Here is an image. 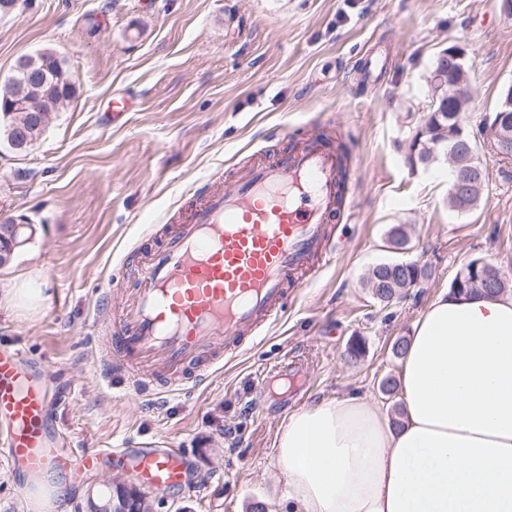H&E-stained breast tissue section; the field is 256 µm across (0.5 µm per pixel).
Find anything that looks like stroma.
Listing matches in <instances>:
<instances>
[{"label": "stroma", "mask_w": 512, "mask_h": 512, "mask_svg": "<svg viewBox=\"0 0 512 512\" xmlns=\"http://www.w3.org/2000/svg\"><path fill=\"white\" fill-rule=\"evenodd\" d=\"M91 15L101 22L93 33ZM453 43L467 49L475 127L512 84V13L500 0H21L0 14V75L48 49L76 85L33 149L0 145V212L38 226L0 267L1 292L25 283L36 296L0 309V343L20 340L43 362L65 448L185 449L201 490L149 492L154 512H251L258 503L288 512L276 448L284 418L323 396L396 405L380 385L398 378L393 346L429 299L475 258L512 281V176L500 162L484 155L483 199L462 214L448 206L446 163L418 172L405 163L431 63ZM370 47L392 62L363 84ZM116 91L134 106L115 118L106 105ZM317 126L349 147L355 221L336 226L335 259L289 293L280 323L187 392L151 394L97 376L113 323L96 310L100 292L116 303L131 295L141 256L210 180L243 171L257 152H288ZM394 224L407 249L390 244ZM392 260L418 261L431 275L385 305L364 278ZM356 337L365 342L357 360L346 352ZM284 361L297 366L290 381L259 383ZM123 475L109 465L75 486L47 476L23 489L0 455V512H22L42 488L48 512H87L89 494Z\"/></svg>", "instance_id": "obj_1"}]
</instances>
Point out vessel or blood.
I'll return each mask as SVG.
<instances>
[{
    "label": "vessel or blood",
    "instance_id": "b4317fda",
    "mask_svg": "<svg viewBox=\"0 0 512 512\" xmlns=\"http://www.w3.org/2000/svg\"><path fill=\"white\" fill-rule=\"evenodd\" d=\"M344 169L341 152L311 134L284 159L258 162L212 186L145 254L132 296L117 307L103 297V307L116 310L103 365L140 389L150 376L165 378L170 392L208 382L225 351L278 322L289 280L331 258L330 232L344 219ZM26 359L17 342L0 351V420L9 425L12 469L29 479L52 471L74 482L116 458L146 490H189L187 456L178 448L73 457L51 428V398Z\"/></svg>",
    "mask_w": 512,
    "mask_h": 512
}]
</instances>
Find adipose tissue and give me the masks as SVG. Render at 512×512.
<instances>
[{"mask_svg": "<svg viewBox=\"0 0 512 512\" xmlns=\"http://www.w3.org/2000/svg\"><path fill=\"white\" fill-rule=\"evenodd\" d=\"M399 376V424L360 396L282 421L291 512H512V294L438 293Z\"/></svg>", "mask_w": 512, "mask_h": 512, "instance_id": "obj_1", "label": "adipose tissue"}]
</instances>
